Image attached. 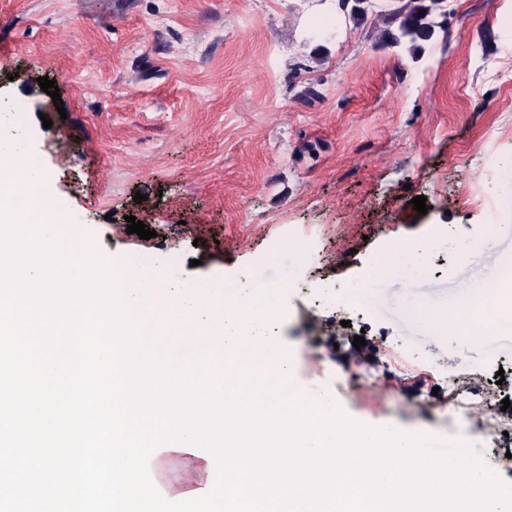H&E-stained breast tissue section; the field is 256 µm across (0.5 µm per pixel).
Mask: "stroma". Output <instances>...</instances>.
Returning a JSON list of instances; mask_svg holds the SVG:
<instances>
[{"label": "stroma", "instance_id": "stroma-1", "mask_svg": "<svg viewBox=\"0 0 512 512\" xmlns=\"http://www.w3.org/2000/svg\"><path fill=\"white\" fill-rule=\"evenodd\" d=\"M445 5L415 55L338 0H0V134L114 265L185 295L265 286L295 387L367 426L473 443L512 483L495 457L512 417L472 405L473 433L448 414L466 374L512 368V334L477 344L414 310L447 309L512 256V0ZM328 25L317 50L308 31Z\"/></svg>", "mask_w": 512, "mask_h": 512}]
</instances>
